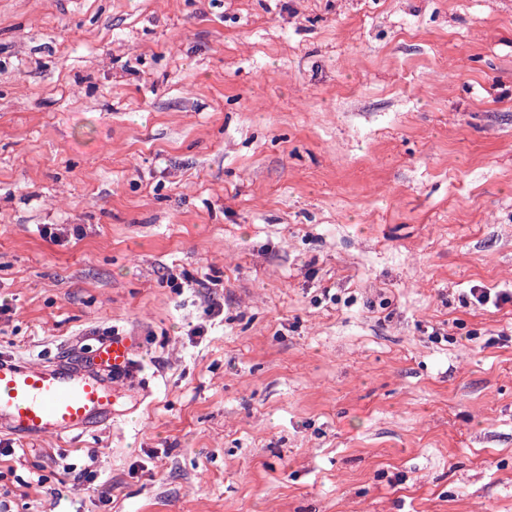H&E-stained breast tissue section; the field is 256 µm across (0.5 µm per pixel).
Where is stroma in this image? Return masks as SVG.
<instances>
[{"mask_svg": "<svg viewBox=\"0 0 512 512\" xmlns=\"http://www.w3.org/2000/svg\"><path fill=\"white\" fill-rule=\"evenodd\" d=\"M115 331L12 512H512V0H0V357Z\"/></svg>", "mask_w": 512, "mask_h": 512, "instance_id": "35a3bbf8", "label": "stroma"}]
</instances>
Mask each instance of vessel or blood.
<instances>
[{"instance_id": "b4317fda", "label": "vessel or blood", "mask_w": 512, "mask_h": 512, "mask_svg": "<svg viewBox=\"0 0 512 512\" xmlns=\"http://www.w3.org/2000/svg\"><path fill=\"white\" fill-rule=\"evenodd\" d=\"M136 337L113 334L72 362L0 358V432L22 439L68 436L112 421V383L130 372Z\"/></svg>"}]
</instances>
